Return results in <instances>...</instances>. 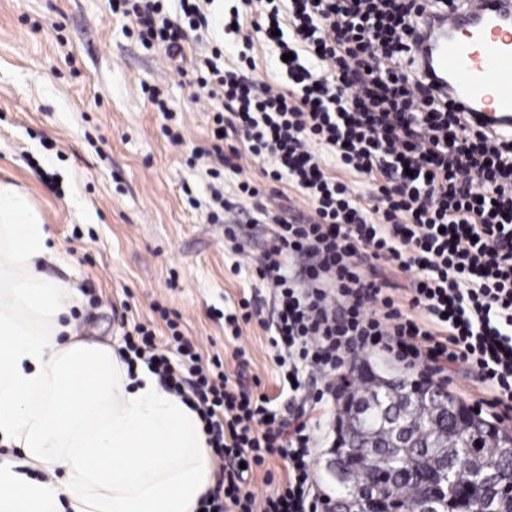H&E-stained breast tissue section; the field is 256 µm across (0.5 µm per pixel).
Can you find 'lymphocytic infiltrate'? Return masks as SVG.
Listing matches in <instances>:
<instances>
[{
	"label": "lymphocytic infiltrate",
	"mask_w": 512,
	"mask_h": 512,
	"mask_svg": "<svg viewBox=\"0 0 512 512\" xmlns=\"http://www.w3.org/2000/svg\"><path fill=\"white\" fill-rule=\"evenodd\" d=\"M163 0H114L134 18L146 48L179 50L188 31L208 27L200 0H180L185 24L171 22ZM262 0L260 15L281 59L287 88L256 85L254 58L242 70L220 66V50L201 57L197 83L227 102L232 120L216 113V135L205 150L233 167L223 130L240 136L267 167L265 177L288 183L311 204L304 224L277 215L255 263L271 289L274 311L263 319L240 299L224 327L240 339L259 319L283 380L303 402L279 418L271 398L232 387L220 357L203 361L195 342L168 320L171 362L146 324L125 331V350L172 391L188 383L185 402L199 413L208 443L221 459L223 491L202 499V512H318L310 500L311 448L329 380L346 360L381 348L420 375L446 365L475 372L490 405L512 411V136L478 125L420 69L414 35L420 18L467 0ZM294 58L283 61L282 56ZM330 150L337 167L372 190L359 194L329 174L317 153ZM295 256L309 260L303 282L287 273ZM414 279L406 303L377 280V263ZM288 460L283 484L256 501L244 492L247 471Z\"/></svg>",
	"instance_id": "f902f5d3"
}]
</instances>
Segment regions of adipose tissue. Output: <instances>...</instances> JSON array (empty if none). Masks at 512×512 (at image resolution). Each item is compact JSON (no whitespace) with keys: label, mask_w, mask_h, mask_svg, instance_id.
<instances>
[{"label":"adipose tissue","mask_w":512,"mask_h":512,"mask_svg":"<svg viewBox=\"0 0 512 512\" xmlns=\"http://www.w3.org/2000/svg\"><path fill=\"white\" fill-rule=\"evenodd\" d=\"M56 247L0 182V512H196L216 464L196 412L146 365L78 336L80 293L48 276Z\"/></svg>","instance_id":"obj_1"}]
</instances>
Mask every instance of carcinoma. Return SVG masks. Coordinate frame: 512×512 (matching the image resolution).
<instances>
[{
    "label": "carcinoma",
    "instance_id": "obj_1",
    "mask_svg": "<svg viewBox=\"0 0 512 512\" xmlns=\"http://www.w3.org/2000/svg\"><path fill=\"white\" fill-rule=\"evenodd\" d=\"M456 410L457 405L450 402L448 409L436 416L427 417L406 409L397 418V424L422 431L424 443L435 441L439 446H448L446 458L438 453V449L422 448L418 444L406 449L403 455L392 454L389 448L393 438L392 427L380 422L378 413L369 412L363 417V425L374 432L378 447L358 449L351 462L358 465L360 476L367 483L375 481V471L380 468L394 470L386 491L400 499L406 509L427 492V482L444 476L458 493L466 492L487 469L497 470L504 479L512 477V458L509 456L501 458L495 454L485 457L481 466L474 463L464 447L470 430L457 422Z\"/></svg>",
    "mask_w": 512,
    "mask_h": 512
}]
</instances>
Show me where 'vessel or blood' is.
<instances>
[{
  "mask_svg": "<svg viewBox=\"0 0 512 512\" xmlns=\"http://www.w3.org/2000/svg\"><path fill=\"white\" fill-rule=\"evenodd\" d=\"M417 50L457 103L512 134V0H469L439 14Z\"/></svg>",
  "mask_w": 512,
  "mask_h": 512,
  "instance_id": "b4317fda",
  "label": "vessel or blood"
}]
</instances>
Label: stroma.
Instances as JSON below:
<instances>
[{
  "label": "stroma",
  "mask_w": 512,
  "mask_h": 512,
  "mask_svg": "<svg viewBox=\"0 0 512 512\" xmlns=\"http://www.w3.org/2000/svg\"><path fill=\"white\" fill-rule=\"evenodd\" d=\"M238 0H209L213 20L204 36L225 65L247 51L256 79L286 84L275 72L276 47L253 17L225 33L224 13ZM201 46L188 38L182 58L144 48L130 18L111 0H0V181L16 186L41 213L57 257L45 270L75 283L82 299L71 310L80 335L124 347L121 319L149 324L158 342L171 334L159 314H179V329L203 358L220 356L230 376L260 379L261 392L287 414L290 398L276 379L259 324L229 340L219 315L232 302L259 295L263 318L272 301L252 263L273 233L247 217L267 207L295 223L311 214L288 182H272L261 161L241 152L238 171L194 157L206 146L215 110L196 84L189 60ZM159 90L172 113L164 120L146 99ZM178 134L173 144L170 134ZM252 179L261 194L242 196ZM223 202H215V193ZM217 213L209 223L208 213ZM234 237H227V228ZM243 252H235V244ZM240 274H233V267ZM130 310H123L122 301ZM245 351L236 362L235 347Z\"/></svg>",
  "instance_id": "stroma-1"
}]
</instances>
